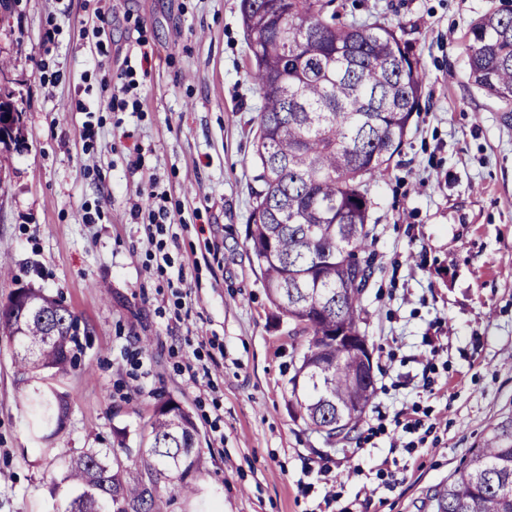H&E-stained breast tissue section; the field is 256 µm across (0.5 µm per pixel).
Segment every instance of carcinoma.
Instances as JSON below:
<instances>
[{
    "mask_svg": "<svg viewBox=\"0 0 512 512\" xmlns=\"http://www.w3.org/2000/svg\"><path fill=\"white\" fill-rule=\"evenodd\" d=\"M334 2L240 0L248 75L262 99L246 240L271 303L288 318V335L304 337L290 412L328 443L357 427L355 405L375 394L362 358L336 342V333L364 335L360 297L374 260L370 187L400 153L424 79L395 27L338 24ZM465 52L470 81L511 103L512 8L475 20ZM21 140L20 122L0 127L4 149ZM0 337L23 373L53 379L75 366L78 320L39 289H25L22 303L0 305ZM67 413L59 395L56 407L43 406L42 426L62 427ZM139 437L147 446L132 449L126 430L116 428L112 447L64 458L65 512H158L160 489L171 500L195 492L199 432L187 409L158 403ZM427 502L430 512H512V417L493 426Z\"/></svg>",
    "mask_w": 512,
    "mask_h": 512,
    "instance_id": "1",
    "label": "carcinoma"
}]
</instances>
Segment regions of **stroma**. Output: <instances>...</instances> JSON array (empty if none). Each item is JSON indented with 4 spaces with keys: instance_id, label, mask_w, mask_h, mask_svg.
Listing matches in <instances>:
<instances>
[{
    "instance_id": "obj_1",
    "label": "stroma",
    "mask_w": 512,
    "mask_h": 512,
    "mask_svg": "<svg viewBox=\"0 0 512 512\" xmlns=\"http://www.w3.org/2000/svg\"><path fill=\"white\" fill-rule=\"evenodd\" d=\"M500 0H336L343 22L395 27L425 74L401 152L371 191L361 299L376 394L348 439L292 418L299 353L246 243L258 173L240 0H106L111 92L100 112L78 31L92 0H11L0 90L25 147L0 168V303L18 287L86 324L74 369L24 375L0 339V512H63L62 456L130 443L158 401L194 416L199 492L162 512H428L429 490L512 416V104L478 90L468 29ZM59 29L39 48L47 20ZM66 79H36L39 60ZM80 98L87 112H66ZM167 217L133 210L148 192ZM68 418L44 436L52 392Z\"/></svg>"
}]
</instances>
